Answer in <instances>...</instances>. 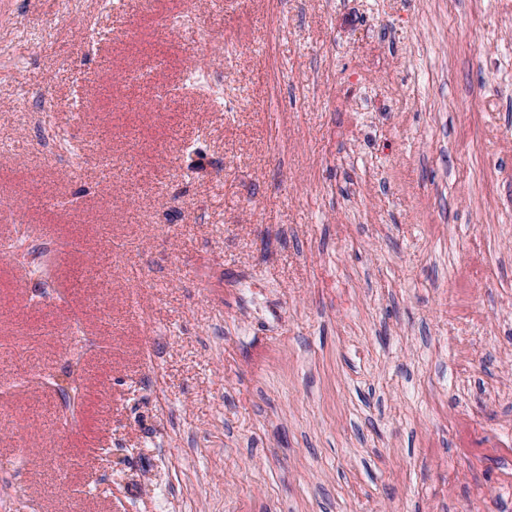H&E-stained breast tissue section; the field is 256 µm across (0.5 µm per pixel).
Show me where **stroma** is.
Listing matches in <instances>:
<instances>
[{
  "mask_svg": "<svg viewBox=\"0 0 512 512\" xmlns=\"http://www.w3.org/2000/svg\"><path fill=\"white\" fill-rule=\"evenodd\" d=\"M112 2L0 0V512H512V0ZM53 103V89L47 86L39 100L32 104L29 115L42 132V149L47 155L55 157L63 147V139L53 121Z\"/></svg>",
  "mask_w": 512,
  "mask_h": 512,
  "instance_id": "obj_1",
  "label": "stroma"
}]
</instances>
